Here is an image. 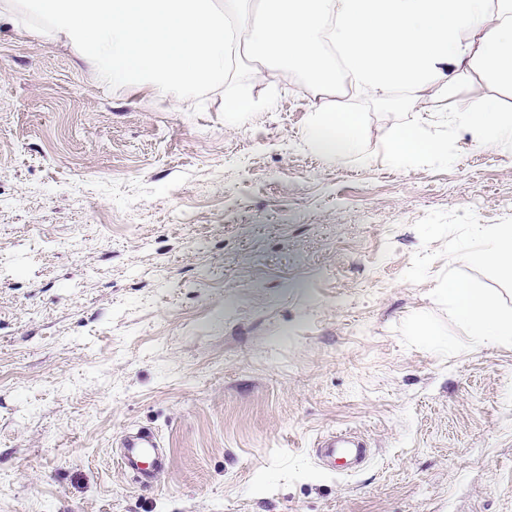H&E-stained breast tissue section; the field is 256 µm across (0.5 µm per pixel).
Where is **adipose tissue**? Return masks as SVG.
<instances>
[{
    "label": "adipose tissue",
    "mask_w": 512,
    "mask_h": 512,
    "mask_svg": "<svg viewBox=\"0 0 512 512\" xmlns=\"http://www.w3.org/2000/svg\"><path fill=\"white\" fill-rule=\"evenodd\" d=\"M57 41L91 59L98 81L149 87L181 105L223 81L240 55L294 65L319 92L340 79L376 99L409 89L444 103L482 146H512V113L468 99L475 74L512 89V0H26ZM358 113L319 112L304 133L339 162L359 155ZM422 118L395 131L393 160L437 155Z\"/></svg>",
    "instance_id": "ef3b65f1"
}]
</instances>
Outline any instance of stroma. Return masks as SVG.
<instances>
[{
    "label": "stroma",
    "instance_id": "obj_1",
    "mask_svg": "<svg viewBox=\"0 0 512 512\" xmlns=\"http://www.w3.org/2000/svg\"><path fill=\"white\" fill-rule=\"evenodd\" d=\"M257 68L176 106L0 16V512H512V346L397 331L444 266L403 281L415 222L512 216V151L429 123L444 155L396 163L410 92ZM340 108L362 156L336 163L303 133ZM141 427L150 488L116 459ZM345 428L370 453L334 473L313 443ZM121 445V468L140 484L150 485L165 472V456L153 432L127 433L121 439Z\"/></svg>",
    "mask_w": 512,
    "mask_h": 512
}]
</instances>
